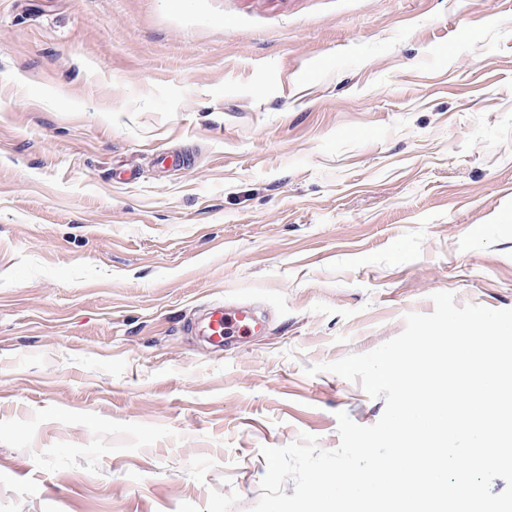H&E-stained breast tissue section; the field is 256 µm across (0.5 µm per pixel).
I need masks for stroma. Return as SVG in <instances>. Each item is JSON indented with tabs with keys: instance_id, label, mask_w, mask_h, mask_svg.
I'll return each instance as SVG.
<instances>
[{
	"instance_id": "stroma-1",
	"label": "stroma",
	"mask_w": 512,
	"mask_h": 512,
	"mask_svg": "<svg viewBox=\"0 0 512 512\" xmlns=\"http://www.w3.org/2000/svg\"><path fill=\"white\" fill-rule=\"evenodd\" d=\"M441 291L512 309V0H0V512H249ZM202 335L215 346L229 348L237 336H252L259 331V323L249 310L237 308L224 310L217 304L206 317L202 327Z\"/></svg>"
}]
</instances>
